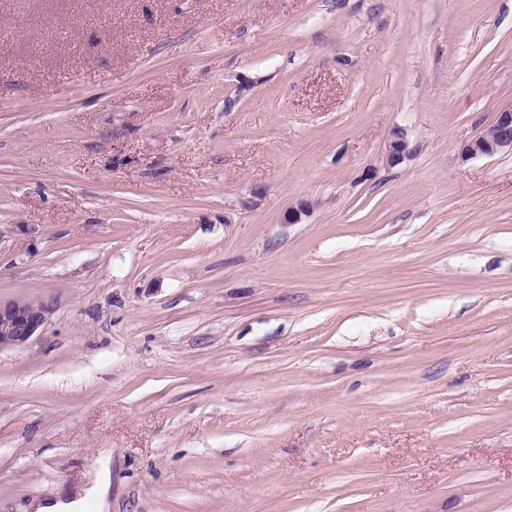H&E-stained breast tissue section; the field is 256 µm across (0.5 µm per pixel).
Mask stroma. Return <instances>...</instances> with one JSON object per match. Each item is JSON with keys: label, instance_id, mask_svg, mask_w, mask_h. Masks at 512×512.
<instances>
[{"label": "stroma", "instance_id": "obj_1", "mask_svg": "<svg viewBox=\"0 0 512 512\" xmlns=\"http://www.w3.org/2000/svg\"><path fill=\"white\" fill-rule=\"evenodd\" d=\"M511 104L512 0H0V512H512ZM512 151V104L496 113L492 126L485 133L475 136L464 145L462 156L470 159L477 156H493L498 152ZM407 153V142L402 130H395L386 148V164L394 167L401 164ZM55 308L53 299L18 297L0 301V351L28 344L47 324ZM112 452L103 449L100 453V470L94 485L89 488L85 495L69 502L57 501L51 504H43L35 507L34 512H109V493L111 488L110 463Z\"/></svg>", "mask_w": 512, "mask_h": 512}]
</instances>
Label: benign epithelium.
Wrapping results in <instances>:
<instances>
[{
  "label": "benign epithelium",
  "mask_w": 512,
  "mask_h": 512,
  "mask_svg": "<svg viewBox=\"0 0 512 512\" xmlns=\"http://www.w3.org/2000/svg\"><path fill=\"white\" fill-rule=\"evenodd\" d=\"M512 150V104L496 113L488 131L475 136L464 145L465 159L477 156H493L498 152ZM407 153L405 133L393 132L386 148V164L394 167L401 164ZM56 303L52 299L18 297L0 301V351L21 348L39 334L53 315Z\"/></svg>",
  "instance_id": "1"
}]
</instances>
